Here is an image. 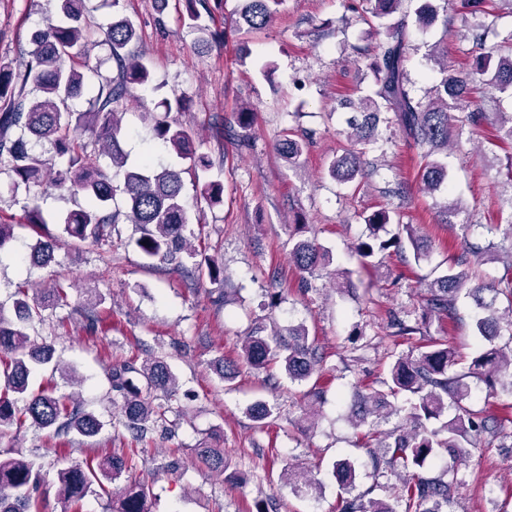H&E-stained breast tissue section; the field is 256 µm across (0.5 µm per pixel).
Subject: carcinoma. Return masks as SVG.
I'll return each instance as SVG.
<instances>
[{"instance_id":"carcinoma-1","label":"carcinoma","mask_w":512,"mask_h":512,"mask_svg":"<svg viewBox=\"0 0 512 512\" xmlns=\"http://www.w3.org/2000/svg\"><path fill=\"white\" fill-rule=\"evenodd\" d=\"M58 17L31 35L30 60L24 69L0 63V163L8 165L15 175L14 187L29 188L49 185L60 192L80 193L85 204L59 217L62 234L79 242L101 244L112 241L119 225L132 224L139 236L134 245L149 258L161 262L177 259L183 253L189 259L197 256L185 232L190 215L182 201V171L157 167L147 161L131 163L123 148L126 132L123 116L133 89L152 83V71L143 55L133 50L140 39L135 22L127 17L112 20L99 27V43L109 49L111 62L106 71L90 65V53L96 42L90 39V24L85 0H57ZM223 0H182V22L196 35L195 46L204 50L224 45L227 31L242 29L260 31L274 19L273 6L280 0H242L238 19L230 28L210 26L214 13ZM409 0H354L350 8L362 10L383 21L397 14L399 18L381 24L376 34L384 35L375 47L369 68L376 77L373 94L356 99L348 96L341 106L360 115L349 123L348 147L328 166L329 176L340 184L362 182L377 172L375 162L366 155L377 148L379 124L393 123L408 143L421 151L419 178L430 192L440 190L448 178L447 165L436 155L448 151L449 143L459 139L463 129L474 134L488 125L497 128V140L512 145V113L484 110L479 94L492 87L512 99V31L492 47L497 57L490 66V55H476L466 71H455L441 64V79L435 98L424 102L411 96L406 72L410 49L409 17L421 26L431 25L438 17L434 0H419L414 13L405 8ZM452 11L461 16H490L499 4L512 0H448ZM98 77V84L88 83L86 72ZM32 89H27V86ZM90 96L93 110L76 112L70 104ZM190 99L176 92L161 101L163 111L153 118L156 139L167 144L176 157L194 172L204 174L197 188L210 207L224 204V180L210 172L223 161L200 151L194 128L170 120V113L188 109ZM464 113L459 119L456 113ZM393 117H388V114ZM233 120L217 113L210 126L218 139L247 143L255 112L251 104L241 103L232 113ZM45 141L53 154L45 159L29 150L30 141ZM306 150L300 137L284 135L279 141V155L294 167ZM109 158L112 168L124 171L123 186L116 189L112 175L101 168L100 156ZM124 195V206H116V192ZM390 203L364 217L369 240L354 246L364 267L368 258L393 249L403 263H418L430 257L431 245L417 234L411 224H397V233L382 240L379 232L400 219L408 196L401 185L383 190ZM26 223L44 226L51 223L41 206L26 207ZM506 239L508 263L501 277L486 282L479 266L496 259L495 244L482 247L464 241L461 251L447 260V270L435 278L419 281L421 290L419 313L395 315L389 322L390 335L409 339L415 335L423 344L417 354L391 351L389 376L379 389L357 390L349 406L348 421L352 428H367L364 438H382L377 447L385 454L373 455L374 473L392 467L406 474L402 494L392 499L373 496L374 488L341 501L340 512H444L454 502L456 484L442 478L419 474L426 461L445 451L461 459L476 442L489 445L498 442L503 432L502 421L490 414L474 411L466 405L469 396L467 379L482 380L492 393L501 389L512 394V229ZM57 237L45 234L31 247L29 259L35 265H47L54 259ZM290 258L298 270L303 287L311 288L310 279L333 263L332 251L307 236L291 238ZM197 277H207L212 284L225 285L229 276L224 264L215 258L193 264ZM467 299L474 307L473 333L476 348L467 367L459 364L455 349L431 337L432 322L461 319L458 302ZM508 302V318L500 315L501 300ZM70 305L66 289L58 285L40 294H29L20 288L13 300L14 317L0 306V436L25 423L56 436L92 438L103 423L96 415L79 408L74 395H55L49 385L35 393L29 390L31 372L36 367L52 366L51 372L63 371L53 361L54 341L32 335L34 324L45 321L50 306ZM323 353L309 341V330L303 325L282 332L261 321L252 325L240 345L239 359L221 358L214 364L220 379L232 383L241 366L267 373L263 384L274 386L277 379L269 374L281 368L288 380L306 383L320 372ZM110 389L121 398L120 414L124 428L143 442L155 433L166 431L164 411L151 394L162 393L168 400L176 395L177 377L163 357L152 354L142 363H115L107 373ZM415 398L408 415L388 431L378 426L400 416L402 407L395 404L399 395ZM279 414L274 402L258 399L249 407V415L257 427ZM432 422L439 426L431 428ZM195 455L211 472L222 475L230 460L224 449L206 443L194 449ZM134 458L114 455L96 463L75 461L58 467L55 473L44 469L36 457L0 459V512H42L40 490L53 484L57 494L77 506L93 486L108 491V485L126 476L120 498L112 512H151L150 487L135 475ZM342 486L355 485L356 469L348 459L333 464Z\"/></svg>"}]
</instances>
